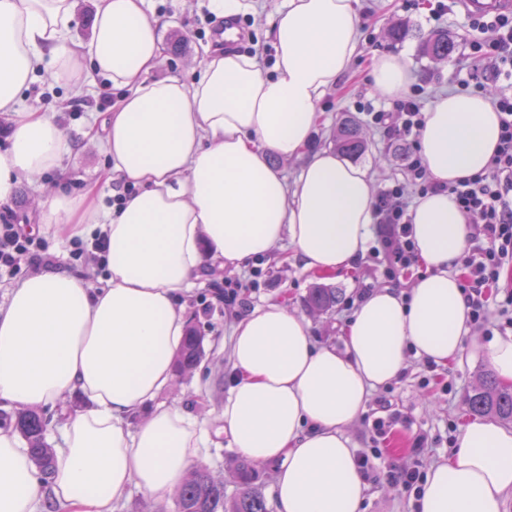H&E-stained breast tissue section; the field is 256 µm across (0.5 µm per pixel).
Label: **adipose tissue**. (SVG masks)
I'll use <instances>...</instances> for the list:
<instances>
[{
  "label": "adipose tissue",
  "mask_w": 512,
  "mask_h": 512,
  "mask_svg": "<svg viewBox=\"0 0 512 512\" xmlns=\"http://www.w3.org/2000/svg\"><path fill=\"white\" fill-rule=\"evenodd\" d=\"M358 0H286L272 19L275 61L213 45L190 79L155 77L160 22L146 0H95L91 36L77 42L73 0H0V205L15 187L60 168L71 148L53 118L24 96L38 73L81 85L108 78L120 95L101 129L112 166L79 195H51L42 223L105 236L106 278L49 270L15 282L0 306V402L47 406L80 396L65 416L55 475L41 483L22 438L0 428V512H119L137 486L169 497L207 435L175 403L173 380L186 331L180 293L205 261L242 268L288 243L304 270L351 271L374 222L367 168L310 151L318 106L352 68L360 43ZM402 56L386 54L371 78L385 98L407 82ZM490 96L451 93L426 114L420 153L441 191L410 211L419 264L410 288L366 294L340 345L317 342L307 317L268 303L232 326L229 385L216 437L276 471L277 512H363L367 484L348 430L375 391L409 358L460 360L470 333L457 261L466 214L448 184L485 169L497 146ZM304 157L294 180L269 163ZM129 186L120 205L100 186ZM512 495V429L487 420L460 426L447 460L428 471L419 512H506Z\"/></svg>",
  "instance_id": "1"
}]
</instances>
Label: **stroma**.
I'll return each mask as SVG.
<instances>
[{
  "label": "stroma",
  "mask_w": 512,
  "mask_h": 512,
  "mask_svg": "<svg viewBox=\"0 0 512 512\" xmlns=\"http://www.w3.org/2000/svg\"><path fill=\"white\" fill-rule=\"evenodd\" d=\"M277 0H240L239 16L245 22L248 40L238 45L241 53L256 52L263 70H271L274 61L272 46L271 13ZM153 14L169 20L165 33V51L156 70L157 76L190 77L191 69L202 58L206 47L214 37L206 22L209 0H150ZM431 0H359L361 18L359 56L350 72L329 90L319 105L322 119L313 135L312 146L316 149L333 148V137L340 120L355 119L366 143V151L355 162L369 168L375 183L401 173L405 155L410 147L400 142L398 149H390L389 140L382 131L365 121L355 108L356 102H373L375 106L394 110V101L385 99L375 91L369 72L373 63L383 54L401 55L409 71V84L423 88L421 99L425 106H432L441 95L457 92L456 77L459 71L472 69L473 63L465 47L466 32L461 25L463 8H456L440 22L429 21ZM403 25L408 36L400 42H392L388 32L392 27ZM445 32L454 38L456 50L447 59L440 60L421 54L423 41L436 33ZM115 94L110 80L95 76L88 78L80 90H73L63 81L42 75L27 91L25 101L41 111L52 113L56 123L73 148L64 157L62 165L70 172L66 190L78 195L85 183L98 178L109 166L110 160L101 150L83 137L87 126L100 120L109 111ZM57 187L55 173H45L37 182H21L10 203L0 207V222L7 220L23 225L26 231L42 236L56 266L61 270L81 272L89 285L99 287L106 275L101 261L88 263L74 261L71 252L74 238L68 232L41 224L40 202ZM288 244H281L276 255L260 256L249 267L235 270L217 266L206 268L200 280L181 302L186 308L189 324L195 325L204 338L205 356L193 373L174 380L172 390L161 394L162 402H177L189 414L204 422L206 429H214L218 414L224 405L227 389V351L230 327L234 320L255 306L282 303L311 322V330L317 340L339 343L341 328L349 317L345 309L347 301L357 299L362 291L385 286L386 280L369 269L366 260H359L351 272L326 281L335 288L339 301L328 312L309 310L306 299L311 288L320 284V277L303 272L300 267L286 261ZM258 270L257 288L246 291L240 302L224 305L215 296L217 286L224 281L249 280L251 270ZM488 364L472 345H465L461 361L438 366L439 380L428 387L419 384L420 365L409 361L407 371L390 387L375 392V399L392 403L393 407L408 415L412 424L396 427L382 441L381 448L393 461H407L412 436L416 429H424L434 438L431 452L424 460L433 466L446 458L449 428L470 420L465 404L468 394L479 385V377L487 372ZM451 381L452 390H445L444 381ZM244 460L226 446H209L203 449L200 466L206 467L215 479L223 481L227 492H234L238 484L237 470ZM414 499L402 486L387 481L368 485L365 512H415Z\"/></svg>",
  "instance_id": "stroma-1"
}]
</instances>
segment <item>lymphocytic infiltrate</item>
<instances>
[{
  "mask_svg": "<svg viewBox=\"0 0 512 512\" xmlns=\"http://www.w3.org/2000/svg\"><path fill=\"white\" fill-rule=\"evenodd\" d=\"M467 44L473 58L491 70L504 83L494 101L499 113L500 138L487 167L480 173L449 184L459 207L474 225L470 239L484 238L480 251H467L461 262L469 270L464 288L470 310V323L484 335H491L492 321L485 290L500 277L506 262L512 261V11L468 18ZM369 123L391 139L408 140L420 132L426 116L416 92L403 94L394 112L361 105ZM438 189L419 152H411L402 176L389 178L373 204L380 238L371 248L368 259L373 271L385 279H398L401 272L416 262V247L411 237L410 203L412 195L424 196ZM51 257L46 244L19 225L0 224V273L14 277L23 268L47 267ZM373 448L361 452L358 464L366 478L385 479L402 485L409 492L418 490L425 474L421 469L430 439L427 431H418L412 441V463L398 464L386 460L379 447L392 429L404 423V416L380 403L367 417Z\"/></svg>",
  "mask_w": 512,
  "mask_h": 512,
  "instance_id": "lymphocytic-infiltrate-1",
  "label": "lymphocytic infiltrate"
}]
</instances>
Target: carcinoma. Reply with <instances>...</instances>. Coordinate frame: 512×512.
Returning <instances> with one entry per match:
<instances>
[{
  "instance_id": "carcinoma-1",
  "label": "carcinoma",
  "mask_w": 512,
  "mask_h": 512,
  "mask_svg": "<svg viewBox=\"0 0 512 512\" xmlns=\"http://www.w3.org/2000/svg\"><path fill=\"white\" fill-rule=\"evenodd\" d=\"M455 49L452 40L444 35L429 39L423 51L432 56L445 58ZM336 148L342 153L357 157L365 150L357 124L351 120L342 121L336 130ZM336 289L316 286L310 289L307 304L319 311H328L336 306ZM202 358V337L191 327L187 330L181 349L175 359L178 374L194 370ZM470 412L492 415L506 423L512 422V387L497 382L487 374L478 389L467 399ZM50 418L30 408L15 409L10 413L0 412V426L13 428L26 442L31 461L37 475L44 483L54 475V454L46 435ZM257 476L246 467L240 469V480L236 491L229 495L224 492V483L216 481L203 468L192 470L176 491V512H267L262 490L256 483Z\"/></svg>"
}]
</instances>
